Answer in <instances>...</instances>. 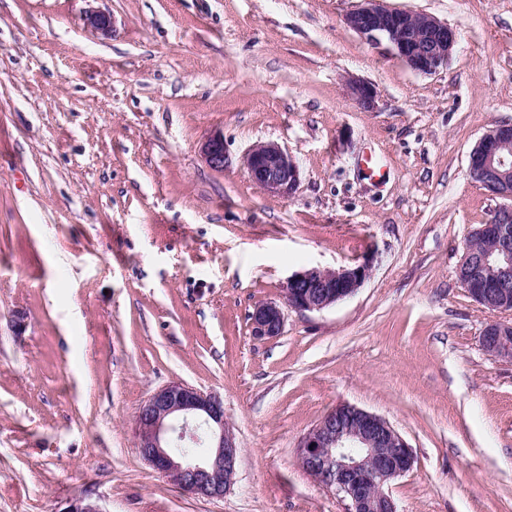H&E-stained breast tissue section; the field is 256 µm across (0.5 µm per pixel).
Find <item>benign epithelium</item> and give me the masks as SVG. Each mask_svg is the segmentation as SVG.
<instances>
[{
    "label": "benign epithelium",
    "instance_id": "7a95c632",
    "mask_svg": "<svg viewBox=\"0 0 512 512\" xmlns=\"http://www.w3.org/2000/svg\"><path fill=\"white\" fill-rule=\"evenodd\" d=\"M387 0H359L345 15V24L367 41L384 44L412 71L431 75L448 63L456 30L435 17ZM91 30L106 36L111 17L103 12L86 15ZM346 94L364 110L376 106L374 85L358 77L346 80ZM202 157L215 171L224 170V133L216 131L203 143ZM243 164L254 184L274 196H290L299 181L293 156L277 143L253 145ZM472 178L491 193L512 201V124L490 127L469 154ZM473 238H488L495 247L479 254L465 242L456 276L468 294L483 307L499 313L481 334L482 349L490 356L512 360V291L496 287L492 271L512 272V205L496 210L490 223L481 224ZM374 258L337 269L310 268L292 273L285 285V305L302 312H318L342 301L370 277ZM251 334L257 341L283 332L285 315L275 303L254 307ZM204 434L200 455L175 449L180 441ZM139 455L172 484L197 497L221 499L234 484L239 447L224 422V402L183 382H170L153 392L136 417ZM302 469L347 502V512H398L385 487L414 465L411 447L383 417L349 403L328 411L297 446ZM65 512H105L88 496L73 499Z\"/></svg>",
    "mask_w": 512,
    "mask_h": 512
}]
</instances>
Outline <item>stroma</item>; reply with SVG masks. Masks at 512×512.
I'll return each mask as SVG.
<instances>
[{
	"mask_svg": "<svg viewBox=\"0 0 512 512\" xmlns=\"http://www.w3.org/2000/svg\"><path fill=\"white\" fill-rule=\"evenodd\" d=\"M357 3L0 0V512L83 495L103 512H346L296 459L341 402L411 447L398 512H512V362L482 350L495 314L456 277L501 204L468 156L512 124V0H388L457 30L432 75L347 28ZM351 75L373 110L346 97ZM216 130L220 171L200 154ZM260 141L297 161L292 197L250 181ZM370 253L352 297L253 339L289 275ZM173 381L224 402L240 455L223 499L135 446ZM346 94L350 100L364 110H373L376 106L377 90L374 85L358 77H348Z\"/></svg>",
	"mask_w": 512,
	"mask_h": 512,
	"instance_id": "obj_1",
	"label": "stroma"
}]
</instances>
